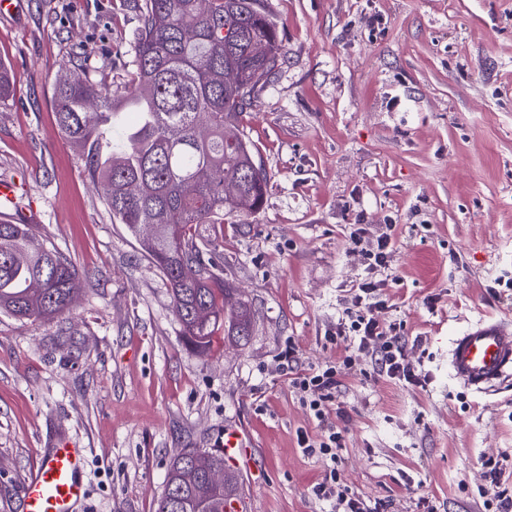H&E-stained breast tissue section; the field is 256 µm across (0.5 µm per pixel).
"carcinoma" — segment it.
<instances>
[{"label": "carcinoma", "instance_id": "carcinoma-1", "mask_svg": "<svg viewBox=\"0 0 512 512\" xmlns=\"http://www.w3.org/2000/svg\"><path fill=\"white\" fill-rule=\"evenodd\" d=\"M131 41L134 75L120 89L94 88L79 74L54 87L56 121L80 148L86 176L112 218L125 226L170 288L182 335L206 353L219 328L245 340L253 313L204 258L198 227L224 223V187L240 193L241 214L258 211L267 176L238 117L284 63L276 25L258 0H143ZM267 53L258 56L254 45ZM27 224L0 221V313L49 320L80 290L77 267L53 246L31 248ZM197 449L172 460L157 512H224L239 475L215 487Z\"/></svg>", "mask_w": 512, "mask_h": 512}]
</instances>
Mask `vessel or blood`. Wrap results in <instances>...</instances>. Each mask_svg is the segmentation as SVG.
Segmentation results:
<instances>
[{
  "label": "vessel or blood",
  "mask_w": 512,
  "mask_h": 512,
  "mask_svg": "<svg viewBox=\"0 0 512 512\" xmlns=\"http://www.w3.org/2000/svg\"><path fill=\"white\" fill-rule=\"evenodd\" d=\"M448 365L455 383L483 393L512 378V325L485 319L449 341ZM247 446L245 433L224 431V459L237 463ZM86 453L65 443L44 449L18 484L21 512H77L86 499Z\"/></svg>",
  "instance_id": "1"
}]
</instances>
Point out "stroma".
I'll list each match as a JSON object with an SVG mask.
<instances>
[{"instance_id": "stroma-1", "label": "stroma", "mask_w": 512, "mask_h": 512, "mask_svg": "<svg viewBox=\"0 0 512 512\" xmlns=\"http://www.w3.org/2000/svg\"><path fill=\"white\" fill-rule=\"evenodd\" d=\"M286 58L240 125L268 177L262 209L206 224L224 278L255 310L238 344L216 331L188 347L170 291L115 223L60 134L52 91L80 68L99 85L132 78L136 0H18L0 17V179L19 181L33 239L75 263L82 290L51 320L0 314V512L40 449H86L81 512H155L179 449L251 437L238 467L255 512H331L312 489L320 429L281 362L338 361L330 342L365 278L350 227L392 230L388 306L429 381L373 374L357 354L332 400L346 437L344 482L380 512H485L482 457L512 459V383L467 391L450 336L512 322V0H260Z\"/></svg>"}]
</instances>
